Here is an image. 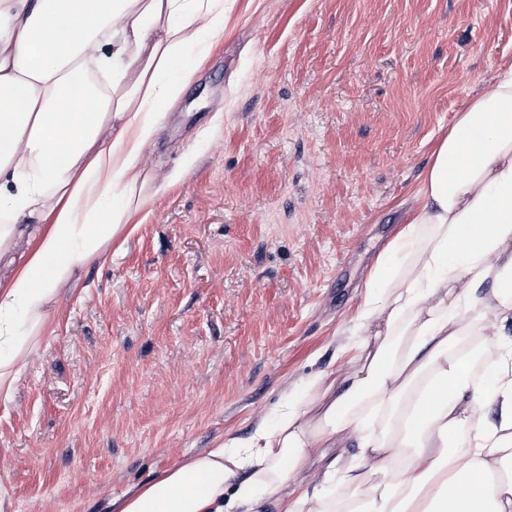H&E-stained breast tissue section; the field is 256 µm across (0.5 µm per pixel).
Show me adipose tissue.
Masks as SVG:
<instances>
[{"mask_svg": "<svg viewBox=\"0 0 512 512\" xmlns=\"http://www.w3.org/2000/svg\"><path fill=\"white\" fill-rule=\"evenodd\" d=\"M225 15V0H0V396L62 287L139 227L143 152ZM415 199L336 349L353 372L313 375L114 512H512V63L439 138Z\"/></svg>", "mask_w": 512, "mask_h": 512, "instance_id": "obj_1", "label": "adipose tissue"}]
</instances>
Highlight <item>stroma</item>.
Returning <instances> with one entry per match:
<instances>
[{
    "mask_svg": "<svg viewBox=\"0 0 512 512\" xmlns=\"http://www.w3.org/2000/svg\"><path fill=\"white\" fill-rule=\"evenodd\" d=\"M144 152L145 220L0 399V512H112L285 384L345 374L432 149L512 60V0H230Z\"/></svg>",
    "mask_w": 512,
    "mask_h": 512,
    "instance_id": "stroma-1",
    "label": "stroma"
}]
</instances>
